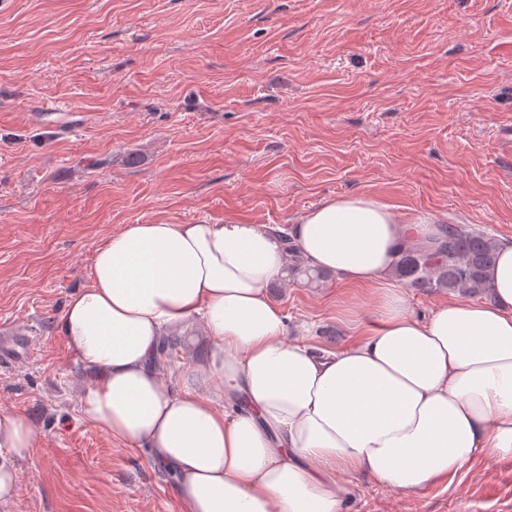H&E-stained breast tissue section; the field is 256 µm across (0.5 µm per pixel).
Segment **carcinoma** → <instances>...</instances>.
Wrapping results in <instances>:
<instances>
[{
  "instance_id": "1",
  "label": "carcinoma",
  "mask_w": 512,
  "mask_h": 512,
  "mask_svg": "<svg viewBox=\"0 0 512 512\" xmlns=\"http://www.w3.org/2000/svg\"><path fill=\"white\" fill-rule=\"evenodd\" d=\"M291 276H303L313 283L326 277L322 272H309L308 268L288 248ZM495 242L476 229L448 227L439 242L436 253L430 255L413 246L405 248L395 268V276L418 291L437 288L461 290L470 294H486L483 272L495 260Z\"/></svg>"
}]
</instances>
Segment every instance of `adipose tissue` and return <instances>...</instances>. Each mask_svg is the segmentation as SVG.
Here are the masks:
<instances>
[{"label": "adipose tissue", "instance_id": "obj_1", "mask_svg": "<svg viewBox=\"0 0 512 512\" xmlns=\"http://www.w3.org/2000/svg\"><path fill=\"white\" fill-rule=\"evenodd\" d=\"M438 216L400 220L364 193L323 200L288 227L128 224L90 260L58 331L87 377L75 399L112 439L172 474L184 512H344L345 475L405 494L475 459L512 458V237L484 279L492 298L412 314L393 270L433 251ZM371 287L376 321L333 351L289 340L267 294L286 250ZM201 324L208 357L167 381L164 338ZM35 446L28 417L0 411V503Z\"/></svg>", "mask_w": 512, "mask_h": 512}]
</instances>
